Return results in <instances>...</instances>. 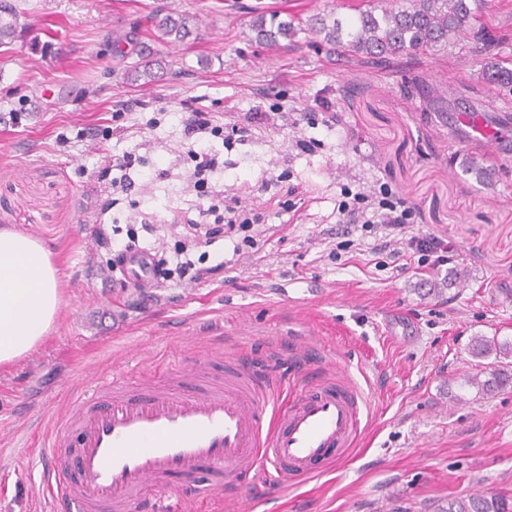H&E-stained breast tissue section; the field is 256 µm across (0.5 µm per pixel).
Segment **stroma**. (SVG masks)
Instances as JSON below:
<instances>
[{"label": "stroma", "instance_id": "stroma-1", "mask_svg": "<svg viewBox=\"0 0 512 512\" xmlns=\"http://www.w3.org/2000/svg\"><path fill=\"white\" fill-rule=\"evenodd\" d=\"M25 31L0 46V226L41 240L61 275L62 303L45 340L0 367V512H56L39 448L87 389L124 370L139 377L172 359L249 355L260 374L287 375L315 337L321 370L343 376L371 406L350 456L318 476L261 493L231 483L226 512H437L461 493L512 498V384L482 391L467 375L497 369L473 358L472 337L512 339V157L491 182L465 172L469 149L449 119L477 112L512 141V111L492 110L485 63L512 61V0H486L475 31L427 54L352 61L326 52L308 20L351 15L348 0H14ZM285 12L296 34L269 48L256 8ZM189 13L198 36L153 37L157 12ZM123 36L147 53L155 81L132 80ZM279 106L287 119L231 144L207 137L219 160L213 191L261 213L258 244L238 233L190 252L223 276L160 280L146 295L113 276V250L135 231L173 259L182 222L209 205L190 184L183 121L206 112ZM135 156L131 190H113L103 157ZM388 187L419 210L413 230L447 239L455 259L433 268L376 254L406 243L382 224L342 223L344 189ZM107 214H100L104 201ZM111 244L98 247L97 229ZM459 279L443 296L428 281ZM192 482L173 476L170 512H209Z\"/></svg>", "mask_w": 512, "mask_h": 512}]
</instances>
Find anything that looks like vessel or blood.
Wrapping results in <instances>:
<instances>
[{"label":"vessel or blood","mask_w":512,"mask_h":512,"mask_svg":"<svg viewBox=\"0 0 512 512\" xmlns=\"http://www.w3.org/2000/svg\"><path fill=\"white\" fill-rule=\"evenodd\" d=\"M470 150L492 153L499 143L481 115L458 116ZM150 253L127 259L123 277L150 287ZM301 349L299 386L286 390L257 375L247 356L228 360L223 379L211 357L135 381L113 375L110 396L92 391L68 425L52 430L41 450L45 487L60 512H134L165 488L170 475L207 480L222 491L228 476L254 486L313 477L358 444L366 400L347 383L324 376Z\"/></svg>","instance_id":"vessel-or-blood-1"}]
</instances>
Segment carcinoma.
<instances>
[{
  "label": "carcinoma",
  "mask_w": 512,
  "mask_h": 512,
  "mask_svg": "<svg viewBox=\"0 0 512 512\" xmlns=\"http://www.w3.org/2000/svg\"><path fill=\"white\" fill-rule=\"evenodd\" d=\"M484 0H362L354 8L356 18L343 21L334 14H317L309 19V28L322 37L328 51L355 59L389 60L410 52L424 54L448 38L472 29ZM157 40L181 43L198 29V20L188 14L156 15L152 20ZM256 35L268 44L277 46L295 34L293 21L279 19L276 12H258L252 20ZM22 35L19 14L11 0H0V45H10ZM483 76L512 93V69L497 63H487ZM465 170L483 182L490 170L483 159L470 156L464 161ZM471 354L485 358L491 354L498 359L512 357V342L497 338L475 336L471 339ZM512 376L503 369L482 380L476 374L466 384L483 391L507 385ZM441 512H512V500L492 494H465L448 500Z\"/></svg>",
  "instance_id": "1"
}]
</instances>
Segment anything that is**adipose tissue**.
Here are the masks:
<instances>
[{"instance_id":"ef3b65f1","label":"adipose tissue","mask_w":512,"mask_h":512,"mask_svg":"<svg viewBox=\"0 0 512 512\" xmlns=\"http://www.w3.org/2000/svg\"><path fill=\"white\" fill-rule=\"evenodd\" d=\"M58 284L41 241L0 229V366L29 355L49 333L61 304Z\"/></svg>"}]
</instances>
